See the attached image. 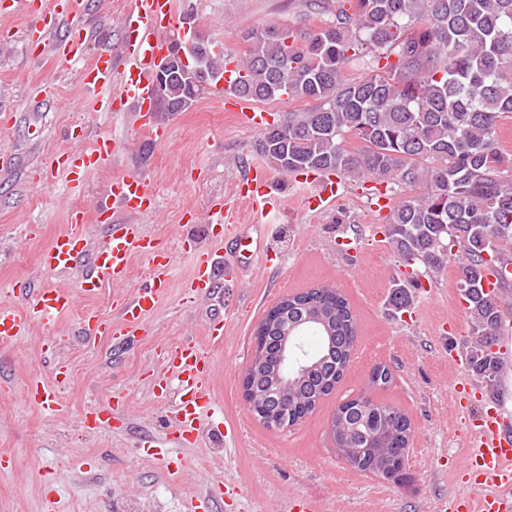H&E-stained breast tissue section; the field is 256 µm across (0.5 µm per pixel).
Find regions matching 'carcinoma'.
<instances>
[{"mask_svg":"<svg viewBox=\"0 0 512 512\" xmlns=\"http://www.w3.org/2000/svg\"><path fill=\"white\" fill-rule=\"evenodd\" d=\"M249 50L235 83L240 97L266 101L283 94L315 102L307 112H290L284 132L266 127L259 152L282 174H333L372 182L371 204L391 200L384 234L413 277L396 280L391 298L401 309L414 302L418 275L438 274L450 257L458 263V291L465 303L468 367L484 388L498 393L494 347L501 321L500 300L483 290L485 272L500 269L512 288V155L501 142L503 121L512 120V0H347L334 18L304 36L282 27L246 35ZM370 58L369 73L350 80L351 59ZM199 88L190 77L171 79L157 104L165 112ZM362 142L348 147V138ZM386 183L382 191L376 184ZM424 186L417 196L396 188ZM288 307L320 313L335 331L328 347L322 326L304 331L320 338L323 373L281 395L288 409L310 408L327 390L321 379L342 381L350 366L359 322L338 288L321 284L286 297ZM393 383L386 365L375 366L357 399L369 408L372 427L343 423L336 406L338 448L348 464L366 447L401 461L412 431L407 414L375 398Z\"/></svg>","mask_w":512,"mask_h":512,"instance_id":"cac0c4a2","label":"carcinoma"}]
</instances>
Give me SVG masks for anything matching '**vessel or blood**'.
<instances>
[{
  "mask_svg": "<svg viewBox=\"0 0 512 512\" xmlns=\"http://www.w3.org/2000/svg\"><path fill=\"white\" fill-rule=\"evenodd\" d=\"M77 0H56L55 9L45 14L44 25L34 42L45 46L48 38L61 24H69L70 33L55 44L57 56L71 60L81 56L87 31L80 20ZM175 18L174 0H131L125 25L130 32L122 44L121 54L100 50L93 61L82 69L81 82L97 92L99 110L110 112L118 100L146 102L153 98L154 71L165 55L166 32ZM121 83H114V75ZM227 109L241 125L253 130L262 129L268 114L250 102L228 97ZM119 148L117 140L103 137L92 148L76 145L54 153L44 163L48 174H64L71 193L85 189L92 173L102 170ZM253 190L248 193V205L255 223H262L267 212L275 207L276 196L271 189V177L266 168L251 166ZM304 202L314 211H325L335 201L338 186L334 179L317 175L308 181ZM158 207L156 196L136 177L112 181L97 210L105 214L118 208L128 213L148 214ZM70 229L57 235L41 255L45 274L53 277L69 275L81 269L77 289L67 292L50 286L27 289L21 302H0V345L18 344L32 326H40L44 334L42 347L57 346V319L70 311L77 297L97 295L104 285L115 288L113 298L120 305V322L98 317L94 310H85L78 333L86 341L100 336L135 335L146 315L154 310L166 294L172 267V256L159 237L150 235L138 224H114L103 243L90 245L86 234L83 211L69 213ZM184 250L193 252L195 266L186 286L197 299H206L218 286V250L198 246L196 239L181 236ZM146 257L152 266V280L133 296L122 291L135 256ZM165 370L155 379L154 387L168 393L178 390L172 412L179 440L193 443L202 440L205 429L202 421L206 412L215 408L208 388L214 372V362L197 345L184 342L168 347L164 358ZM53 383H46L40 374L33 373L18 392L20 401L42 413L57 415L63 408L58 404L54 388L70 382L64 364H56ZM473 437L477 452L467 465L472 468L487 493L479 506L469 501L457 502L456 512H512V429L507 428L500 412L480 411L473 416Z\"/></svg>",
  "mask_w": 512,
  "mask_h": 512,
  "instance_id": "vessel-or-blood-1",
  "label": "vessel or blood"
}]
</instances>
